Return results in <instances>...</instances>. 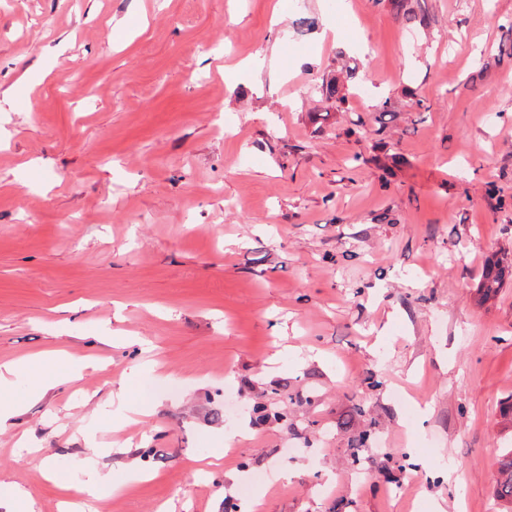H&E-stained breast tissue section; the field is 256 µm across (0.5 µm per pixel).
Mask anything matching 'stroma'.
<instances>
[{
    "label": "stroma",
    "instance_id": "obj_1",
    "mask_svg": "<svg viewBox=\"0 0 512 512\" xmlns=\"http://www.w3.org/2000/svg\"><path fill=\"white\" fill-rule=\"evenodd\" d=\"M491 256L512 0H0V362L86 360L36 401L14 381L0 485L32 512H512ZM75 466L117 491L41 475ZM511 278V263L504 265L499 260L488 262L483 270L481 280L478 285L481 298L484 301L494 298L500 288H503ZM494 495L506 503H512V448L500 460Z\"/></svg>",
    "mask_w": 512,
    "mask_h": 512
}]
</instances>
